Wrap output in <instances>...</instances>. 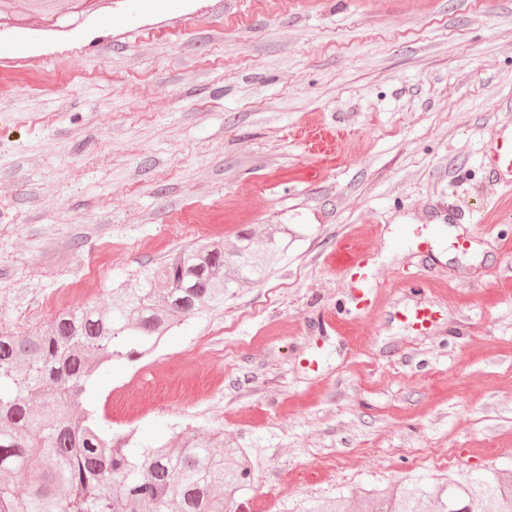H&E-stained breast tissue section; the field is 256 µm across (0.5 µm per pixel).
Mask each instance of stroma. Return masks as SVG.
Returning a JSON list of instances; mask_svg holds the SVG:
<instances>
[{
    "label": "stroma",
    "mask_w": 512,
    "mask_h": 512,
    "mask_svg": "<svg viewBox=\"0 0 512 512\" xmlns=\"http://www.w3.org/2000/svg\"><path fill=\"white\" fill-rule=\"evenodd\" d=\"M126 11L0 36V328L284 224L268 276L111 363L88 406L140 445L223 432L258 512L511 472L512 195L487 154L512 131V0H139L113 27ZM359 249L366 311L340 270ZM436 311L432 307L420 306L402 313L404 321L422 333L430 329L436 321Z\"/></svg>",
    "instance_id": "35a3bbf8"
}]
</instances>
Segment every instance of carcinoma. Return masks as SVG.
Listing matches in <instances>:
<instances>
[{"instance_id":"cac0c4a2","label":"carcinoma","mask_w":512,"mask_h":512,"mask_svg":"<svg viewBox=\"0 0 512 512\" xmlns=\"http://www.w3.org/2000/svg\"><path fill=\"white\" fill-rule=\"evenodd\" d=\"M44 19L77 22L89 0H33ZM288 250L279 228L259 247L249 233L184 248L144 270L135 288L112 289L106 308L65 310L28 334L0 331V512H240L251 463L208 433L132 448L82 407L88 379L114 359L133 360L189 316L224 305L264 279ZM375 512H512V478L483 473L413 478L371 489Z\"/></svg>"}]
</instances>
